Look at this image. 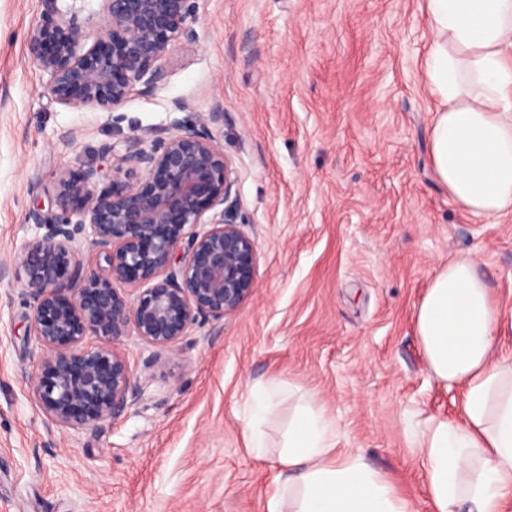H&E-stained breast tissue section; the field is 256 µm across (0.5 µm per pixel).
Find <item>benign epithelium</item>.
Segmentation results:
<instances>
[{
	"label": "benign epithelium",
	"instance_id": "7a95c632",
	"mask_svg": "<svg viewBox=\"0 0 512 512\" xmlns=\"http://www.w3.org/2000/svg\"><path fill=\"white\" fill-rule=\"evenodd\" d=\"M47 2L28 48L48 94L70 108L113 111L137 87L154 92L169 47L197 17V0H101V32L86 49L76 13ZM222 120L211 112L143 129L123 153L105 149L110 180L93 166L62 171L51 208L29 213L35 235L0 265V280L29 298L34 356L22 377L49 426L94 427L141 399L146 381L119 348L128 333L152 349L150 370L194 326L224 320L254 295L255 239L233 161L212 131Z\"/></svg>",
	"mask_w": 512,
	"mask_h": 512
}]
</instances>
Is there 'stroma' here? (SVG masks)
Here are the masks:
<instances>
[{
	"label": "stroma",
	"instance_id": "35a3bbf8",
	"mask_svg": "<svg viewBox=\"0 0 512 512\" xmlns=\"http://www.w3.org/2000/svg\"><path fill=\"white\" fill-rule=\"evenodd\" d=\"M44 10L0 0V264L33 237L28 215L56 173L111 174L103 146L169 124L181 101L224 113L213 133L237 170L257 289L153 371L149 347L123 337L134 374L151 377L143 398L52 433L21 377L30 310L0 283V512H267L276 470L243 429L249 387L273 380L313 394L341 447L430 512L404 415L454 418L462 390L430 377L415 312L448 261L474 254L512 357V212L472 215L434 173L424 0H198L165 85L111 114L48 94L27 48Z\"/></svg>",
	"mask_w": 512,
	"mask_h": 512
}]
</instances>
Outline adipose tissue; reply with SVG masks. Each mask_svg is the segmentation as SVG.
<instances>
[{
	"label": "adipose tissue",
	"instance_id": "1",
	"mask_svg": "<svg viewBox=\"0 0 512 512\" xmlns=\"http://www.w3.org/2000/svg\"><path fill=\"white\" fill-rule=\"evenodd\" d=\"M424 72L439 107L429 128L437 178L465 210L512 211V0H426ZM501 309L476 256L449 261L416 312L427 369L464 390L457 418H408L432 512H506L512 502V357L496 351ZM290 383L249 392L245 432L280 471L268 512H413L392 481L353 450L316 399L300 395L277 449L264 425Z\"/></svg>",
	"mask_w": 512,
	"mask_h": 512
}]
</instances>
